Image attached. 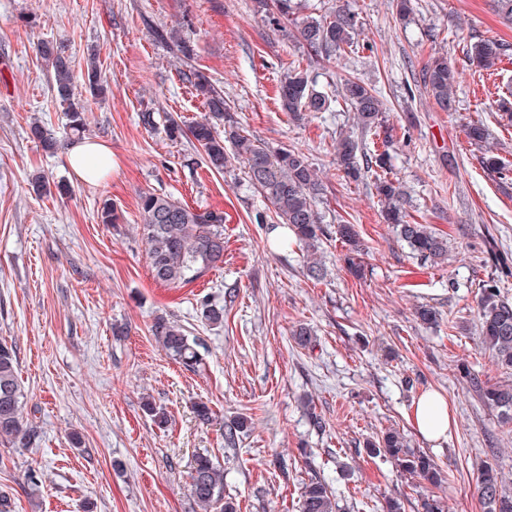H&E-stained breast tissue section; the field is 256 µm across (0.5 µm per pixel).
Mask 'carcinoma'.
Listing matches in <instances>:
<instances>
[{
	"label": "carcinoma",
	"instance_id": "obj_1",
	"mask_svg": "<svg viewBox=\"0 0 512 512\" xmlns=\"http://www.w3.org/2000/svg\"><path fill=\"white\" fill-rule=\"evenodd\" d=\"M254 10L269 24L281 28V20H290L295 26L297 40L310 56L334 62L356 50L359 21L349 8L338 5L319 18H296L295 0H254ZM157 37L172 46L176 58L188 62L194 49L180 30L159 32ZM37 56L53 72V91L65 106L69 134L82 137L88 127L85 101L77 95L73 85L71 59L67 45L62 41H40L35 46ZM471 60L477 67L489 70L504 56V44L481 39L470 49ZM424 87L443 111L452 109L454 92L461 72L444 55L431 56L422 69ZM187 81L205 99L208 113L189 124L173 117L168 119L165 133L171 140L188 138L202 153L207 167L220 173L233 161L243 163L249 181L269 202L273 213V227L292 232L302 246L303 259L310 276L324 275L319 259L323 239L328 230L323 224L318 203L322 201L325 185L308 156L297 148L271 149L250 138L237 126L224 100L223 92L198 70L186 75ZM109 91L96 60L87 66L85 92L98 98ZM278 95L288 117L299 122L308 112H327L329 96L317 90L308 70L295 62L284 64L280 75ZM353 112V123L360 136L339 133L334 145L336 165L348 180L363 178L360 156L370 159L367 169L375 173L374 187L382 204L385 222L392 225L397 237L411 251L432 264L448 259V238L428 224L407 220L406 194L400 179L393 172L389 147L393 142V128L383 115V105L376 91L355 79H341L335 101ZM224 123L219 131L217 122ZM382 138L383 151L371 146L364 136ZM468 140L485 147L488 156L483 164L494 172L500 170V158L493 154L489 133L483 122L472 121L466 127ZM29 137L44 151L53 152L60 146L53 130L38 121L31 124ZM140 232L147 244V259L152 278L165 286L184 287L204 277L224 263V212L194 208L168 195L143 192L139 201ZM336 235L349 246L347 268L357 276L361 272V248L352 224L337 226ZM477 322L481 344L488 349L496 365L512 375V300L500 288L494 276L482 281L477 307ZM151 335L173 360L190 368L201 361L199 343L182 326L164 316H157L150 325ZM294 342L309 348L317 336L305 326L293 330ZM460 377L478 400L497 412L505 424H512V383L506 381L488 384L462 364ZM24 394L17 371V355L13 347L0 343V441L11 445H27L31 429L24 425L22 416ZM370 457H385L393 462L402 475L420 483L440 487L447 482V472L424 451L407 445L405 437L396 430H388L364 446ZM476 491L485 512H512V486L505 485L501 472L486 466L478 475ZM190 493L203 512H237L234 502L224 496V469L205 454L196 456L190 472ZM302 512H338L336 498L329 485L314 477L304 484Z\"/></svg>",
	"mask_w": 512,
	"mask_h": 512
}]
</instances>
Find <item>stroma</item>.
I'll list each match as a JSON object with an SVG mask.
<instances>
[{
    "mask_svg": "<svg viewBox=\"0 0 512 512\" xmlns=\"http://www.w3.org/2000/svg\"><path fill=\"white\" fill-rule=\"evenodd\" d=\"M348 4L358 50L327 63L311 61L294 26L273 29L252 0H0V342L16 351L23 419L35 431L25 447L0 443L10 512H200L189 483L202 453L223 468L224 495L238 512H300L301 487L314 475L332 487L340 512H383L391 496L417 512L420 489L390 460L363 453L365 438L388 429L447 471L435 491L445 512H484L476 492L484 463L512 480V424L500 423L457 370L467 364L492 384L506 378L479 344L476 313L487 276L499 275L512 298V273L493 260L512 257V122L496 104L497 85L512 79V26L495 0H413L404 20L392 0ZM174 28L195 49L190 65L223 90L253 139L309 157L327 188L319 210L328 230L351 224L359 234L361 276L348 272L346 249L331 235L325 278H309L295 240L256 222L269 204L243 165L210 171L190 141L166 136L168 117L190 122L206 111L181 76L185 65L155 37ZM481 38L507 48L497 71L467 59ZM52 39L68 46L76 88L92 55L112 88L88 102L86 136L112 151L111 173L94 185L75 176L67 149L48 154L29 137L36 119L67 132L53 76L35 52ZM437 52L462 74L452 112L422 81ZM287 60L308 68L321 91L343 76L378 91L397 129L390 153L407 213L447 234L446 264L422 261L398 241L373 176L355 183L337 170L333 143L351 129L349 112L289 122L277 92ZM143 112L153 113L154 128L140 122ZM472 120L488 127L506 177L489 173L468 143ZM38 173L67 194L33 191ZM147 191L223 211L219 269L181 288L151 278L138 228ZM106 201L122 216L118 226L97 217ZM204 300L223 308L221 323L202 318ZM421 304L436 308L437 325L416 318ZM158 316L201 342L198 366L184 367L155 342L149 327ZM301 324L316 332L314 349L294 343ZM426 390L444 394L455 417L440 442L409 418ZM148 400L165 424L145 412ZM198 401L212 408L209 423L196 419ZM240 417L248 426L227 446L224 426Z\"/></svg>",
    "mask_w": 512,
    "mask_h": 512,
    "instance_id": "1",
    "label": "stroma"
}]
</instances>
